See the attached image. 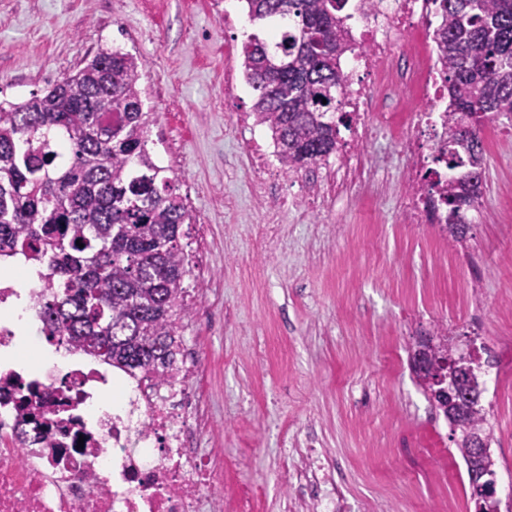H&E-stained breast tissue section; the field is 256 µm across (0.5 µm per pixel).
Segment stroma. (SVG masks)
<instances>
[{"label":"stroma","mask_w":512,"mask_h":512,"mask_svg":"<svg viewBox=\"0 0 512 512\" xmlns=\"http://www.w3.org/2000/svg\"><path fill=\"white\" fill-rule=\"evenodd\" d=\"M252 31L242 0H0V100L42 93L104 45L144 61L149 135L196 217L181 243L199 300L180 338L204 358L199 445L224 459V512H303L291 497L302 460L282 443L311 433L348 512H476L452 427L409 352L435 328L463 354L512 347V123L482 130L487 188L463 245L401 219L411 160L367 133L401 99L397 82L340 131L362 166H389L373 222L349 182L335 207L269 218L266 199L305 195L310 174L269 181L252 156L257 144L273 154L269 132L234 125L254 98L241 54ZM478 381L498 441L495 498L512 512V360Z\"/></svg>","instance_id":"35a3bbf8"}]
</instances>
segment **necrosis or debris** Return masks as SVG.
I'll return each mask as SVG.
<instances>
[{
    "label": "necrosis or debris",
    "instance_id": "1",
    "mask_svg": "<svg viewBox=\"0 0 512 512\" xmlns=\"http://www.w3.org/2000/svg\"><path fill=\"white\" fill-rule=\"evenodd\" d=\"M349 26L345 53L347 109H367V87L400 80L409 99L440 102L448 89L429 47L430 0H364ZM380 129L398 134L419 167L444 148L448 116L381 113ZM408 224H441L445 210L428 180L415 173L403 202ZM36 312L32 290L0 279V512H224L216 490L224 480L220 455L195 443L204 424L193 381L200 361L186 346L165 376L130 375L102 358L66 347L19 359L38 344V328L19 329L17 302ZM115 391L111 410L103 392Z\"/></svg>",
    "mask_w": 512,
    "mask_h": 512
}]
</instances>
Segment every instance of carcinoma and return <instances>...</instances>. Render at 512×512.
I'll use <instances>...</instances> for the list:
<instances>
[{
    "mask_svg": "<svg viewBox=\"0 0 512 512\" xmlns=\"http://www.w3.org/2000/svg\"><path fill=\"white\" fill-rule=\"evenodd\" d=\"M243 2L269 28L242 45L255 123L287 172L320 165L349 117L341 58L352 0ZM432 2L457 170L440 202L463 238L464 212L483 196V127L512 121V0ZM143 70L137 55L100 48L44 93L0 102V255L54 271L37 293L50 339L161 376L187 314L193 267L180 237L194 216L149 146ZM461 423L489 439L480 399Z\"/></svg>",
    "mask_w": 512,
    "mask_h": 512,
    "instance_id": "1",
    "label": "carcinoma"
}]
</instances>
